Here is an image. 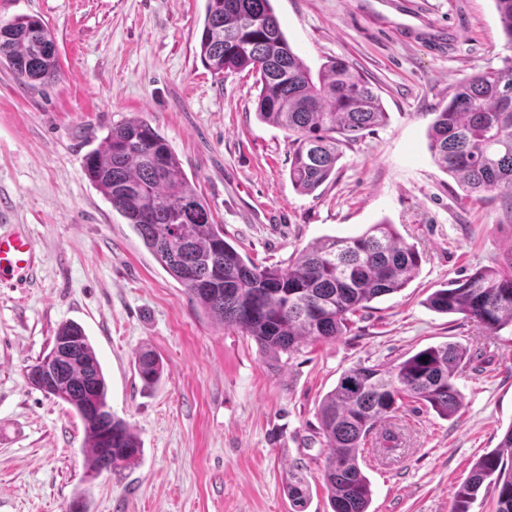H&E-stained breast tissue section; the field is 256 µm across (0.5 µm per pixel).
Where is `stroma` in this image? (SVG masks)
<instances>
[{
    "label": "stroma",
    "mask_w": 512,
    "mask_h": 512,
    "mask_svg": "<svg viewBox=\"0 0 512 512\" xmlns=\"http://www.w3.org/2000/svg\"><path fill=\"white\" fill-rule=\"evenodd\" d=\"M414 44L368 13L367 0H273L312 72L348 60L389 115L341 147L314 193L289 180L287 131L256 115L247 71L218 78L199 56L206 0H0V20L40 18L60 77L25 86L0 67V225L23 224L41 258L23 288L0 286V512H292L289 468L305 478V512H330L317 408L352 366L390 369L420 349L461 345L462 406L446 418L404 400L391 420L399 449L370 436L361 468L368 512H450L473 465L512 427V328L490 335L430 309L448 281L512 249V210L469 197L435 163L427 129L455 83L512 57L493 0H413ZM139 116L168 141L224 239L259 266L287 268L325 236L396 225L421 254L413 280L353 316L347 335L304 344L271 366L256 342L206 317L88 180L83 159L117 123ZM80 324L108 384L112 412L141 442L137 463L91 476L84 427L28 384V365L57 328ZM164 365L146 387L142 350Z\"/></svg>",
    "instance_id": "1"
}]
</instances>
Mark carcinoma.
<instances>
[{
	"mask_svg": "<svg viewBox=\"0 0 512 512\" xmlns=\"http://www.w3.org/2000/svg\"><path fill=\"white\" fill-rule=\"evenodd\" d=\"M494 4L512 45V0ZM199 49L216 75L247 70L257 76V116L291 134L289 178L302 192L315 191L331 176L341 145L388 119L374 88L348 61L336 59L312 76L288 43L271 0H206ZM0 66L24 85L55 81L53 33L32 15L0 21ZM428 140L435 162L468 195L495 193L511 205L512 57L458 81L448 104L434 113ZM83 166L198 308L253 338L264 355L291 356L309 342L346 335L351 316L405 288L421 262L419 250L396 225L381 222L360 235L321 238L286 269L253 264L224 240L223 225L215 223L166 138L139 116L112 126L84 156ZM186 267L197 270L200 283L185 281ZM429 303L436 312L463 315L489 334L512 326V258L436 290ZM71 336L77 337L71 357L46 394L82 421L88 469L98 473L110 448L112 470H122L138 460L141 443L130 425L112 414L106 377L84 329L63 323L54 341ZM465 356L461 346L446 343L420 350L390 370L357 365L342 373L318 407L331 512H368L372 490L360 466L361 445L379 431L387 448L399 446L388 421L400 401H424L447 418L459 411L456 376ZM136 369L147 386L164 373L150 350L138 354ZM500 447L476 462L451 512H470L484 485L496 497L495 512H512V465L503 463V451L512 455V427ZM286 489L295 512H304V478L290 473Z\"/></svg>",
	"mask_w": 512,
	"mask_h": 512,
	"instance_id": "cac0c4a2",
	"label": "carcinoma"
}]
</instances>
